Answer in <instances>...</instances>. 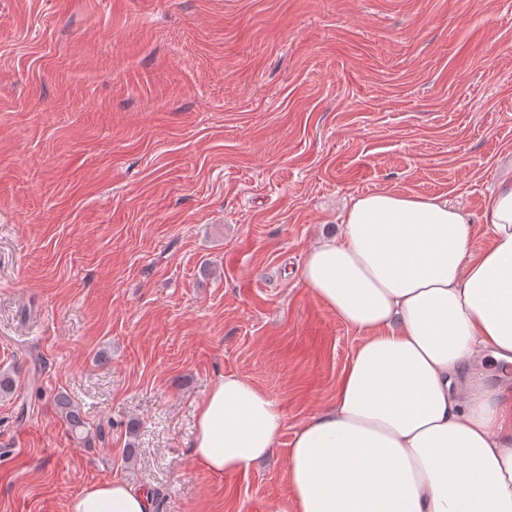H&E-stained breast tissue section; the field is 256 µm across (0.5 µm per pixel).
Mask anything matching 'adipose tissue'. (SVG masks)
I'll list each match as a JSON object with an SVG mask.
<instances>
[{"instance_id":"adipose-tissue-1","label":"adipose tissue","mask_w":512,"mask_h":512,"mask_svg":"<svg viewBox=\"0 0 512 512\" xmlns=\"http://www.w3.org/2000/svg\"><path fill=\"white\" fill-rule=\"evenodd\" d=\"M479 222L489 244L477 251L447 200L377 191L351 198L336 234L308 250L305 287L366 338L331 406L294 435L293 512H512L511 172ZM282 426L266 392L223 375L199 407L193 460L247 471ZM69 512H151V499L105 481Z\"/></svg>"}]
</instances>
